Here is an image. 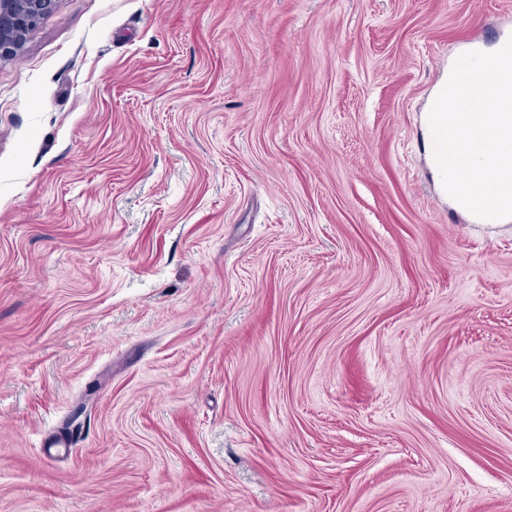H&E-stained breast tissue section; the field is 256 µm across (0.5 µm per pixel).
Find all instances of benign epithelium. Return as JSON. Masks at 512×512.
Here are the masks:
<instances>
[{
  "instance_id": "obj_1",
  "label": "benign epithelium",
  "mask_w": 512,
  "mask_h": 512,
  "mask_svg": "<svg viewBox=\"0 0 512 512\" xmlns=\"http://www.w3.org/2000/svg\"><path fill=\"white\" fill-rule=\"evenodd\" d=\"M57 4L58 0H0V60L15 55L33 25Z\"/></svg>"
}]
</instances>
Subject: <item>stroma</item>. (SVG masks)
<instances>
[{"instance_id": "obj_1", "label": "stroma", "mask_w": 512, "mask_h": 512, "mask_svg": "<svg viewBox=\"0 0 512 512\" xmlns=\"http://www.w3.org/2000/svg\"><path fill=\"white\" fill-rule=\"evenodd\" d=\"M512 0H59L0 61V512H512V218L426 110Z\"/></svg>"}]
</instances>
